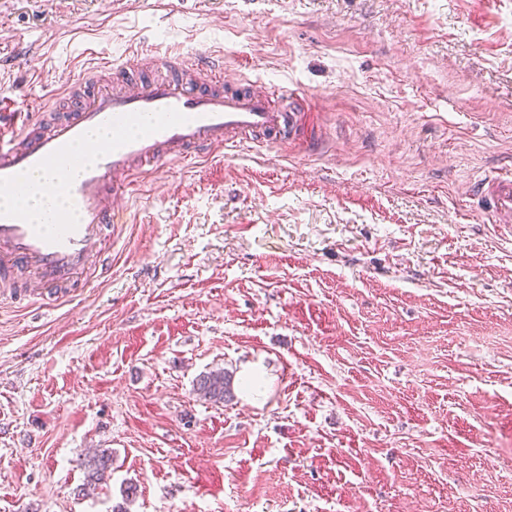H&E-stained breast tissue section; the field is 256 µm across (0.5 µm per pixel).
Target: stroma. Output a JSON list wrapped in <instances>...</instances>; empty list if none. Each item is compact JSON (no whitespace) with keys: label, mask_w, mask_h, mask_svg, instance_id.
<instances>
[{"label":"stroma","mask_w":512,"mask_h":512,"mask_svg":"<svg viewBox=\"0 0 512 512\" xmlns=\"http://www.w3.org/2000/svg\"><path fill=\"white\" fill-rule=\"evenodd\" d=\"M198 46L327 149L147 173L108 278L0 298V512H512V0H0V95ZM475 196L490 223L503 224L512 234V172L499 171L480 179ZM193 391L199 399L224 404L233 397L232 376L224 369L205 372L196 379ZM83 466L86 470V482L79 488V493L88 496L98 489L103 490V485L109 477L108 472L112 468V452L108 449H96L88 455Z\"/></svg>","instance_id":"stroma-1"}]
</instances>
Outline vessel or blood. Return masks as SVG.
I'll return each mask as SVG.
<instances>
[{
  "mask_svg": "<svg viewBox=\"0 0 512 512\" xmlns=\"http://www.w3.org/2000/svg\"><path fill=\"white\" fill-rule=\"evenodd\" d=\"M165 63L164 77L110 64L29 112L0 98V195L32 192L28 175L37 170L46 176L42 193L63 201L42 222L19 206L0 207V286H9L21 267L36 275L33 299L77 280L100 253L107 227L126 223L122 201L146 168L192 156L214 159L246 143L322 152V135L308 128L295 91L225 87L220 62L204 47ZM96 129L110 131V140L78 153ZM475 196L491 223L512 232L511 171L480 179Z\"/></svg>",
  "mask_w": 512,
  "mask_h": 512,
  "instance_id": "b4317fda",
  "label": "vessel or blood"
}]
</instances>
